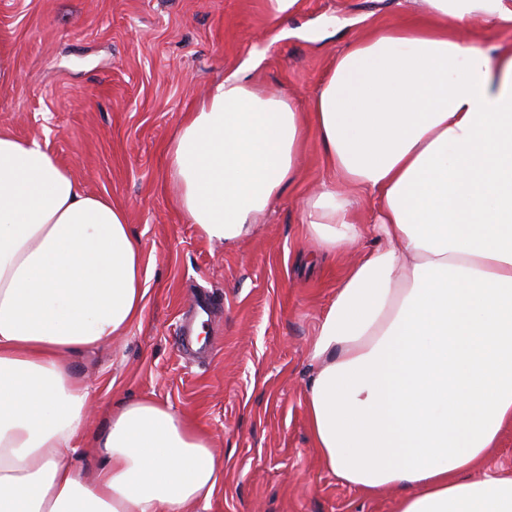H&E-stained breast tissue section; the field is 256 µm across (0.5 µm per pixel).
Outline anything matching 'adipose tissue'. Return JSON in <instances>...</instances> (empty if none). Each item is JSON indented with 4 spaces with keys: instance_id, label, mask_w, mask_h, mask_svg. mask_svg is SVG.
Wrapping results in <instances>:
<instances>
[{
    "instance_id": "adipose-tissue-1",
    "label": "adipose tissue",
    "mask_w": 512,
    "mask_h": 512,
    "mask_svg": "<svg viewBox=\"0 0 512 512\" xmlns=\"http://www.w3.org/2000/svg\"><path fill=\"white\" fill-rule=\"evenodd\" d=\"M421 21L370 25L336 54L308 107L240 71L175 132L176 202L233 244L299 176L315 129L351 191L302 203L322 249L376 245L341 278L314 344L308 424L323 463L397 512H512V477L469 473L512 428V0H421ZM143 252L124 210L88 192L45 140L0 131V512H207L223 470L167 405L122 403L73 462L89 392L67 356L141 317Z\"/></svg>"
}]
</instances>
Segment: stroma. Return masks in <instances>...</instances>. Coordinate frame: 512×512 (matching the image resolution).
<instances>
[{"instance_id": "35a3bbf8", "label": "stroma", "mask_w": 512, "mask_h": 512, "mask_svg": "<svg viewBox=\"0 0 512 512\" xmlns=\"http://www.w3.org/2000/svg\"><path fill=\"white\" fill-rule=\"evenodd\" d=\"M406 0H301L273 18L269 0H0V129L45 139L88 190L128 217L143 256V314L121 336L67 357L88 386L85 470L103 466L95 440L114 405L149 398L204 430L224 476L207 512H396L398 489L376 494L338 480L307 424L312 350L341 276L371 247L362 238L321 251L302 223L303 200L335 181L308 132L302 179L256 232L208 242L175 201L170 140L188 112L250 54L251 79L307 104L361 15L398 25ZM345 19L331 35L325 17ZM217 303L209 357L183 355L180 318L192 287Z\"/></svg>"}]
</instances>
